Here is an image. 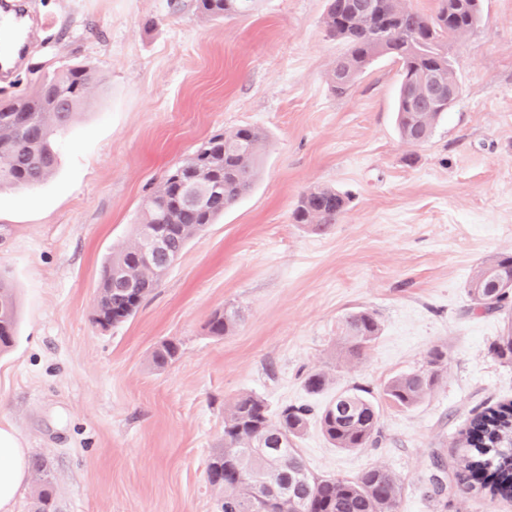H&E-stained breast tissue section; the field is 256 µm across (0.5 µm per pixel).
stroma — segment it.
I'll use <instances>...</instances> for the list:
<instances>
[{"label":"stroma","mask_w":512,"mask_h":512,"mask_svg":"<svg viewBox=\"0 0 512 512\" xmlns=\"http://www.w3.org/2000/svg\"><path fill=\"white\" fill-rule=\"evenodd\" d=\"M326 3L258 0L213 19L196 0H20L25 47L0 71L5 96L73 65L96 74L52 175L0 192V274L18 307L0 354V425L47 461L59 512H217L205 468L239 394L317 411L355 387L377 403L378 442L336 448L308 421L298 446L312 473L388 470L398 512H512V499L466 477L462 436L512 402V361L490 350L512 299L476 315L467 288L484 261L512 253V0H482L480 26L451 44L461 93L421 145L399 135L392 58L332 92L346 46L325 31ZM240 126L266 137L251 192L190 242L134 317L100 329L103 266L134 244L144 199ZM314 185L351 198L323 234L291 221ZM227 306L240 320L212 336L207 322ZM361 310L380 332L347 359L340 324ZM166 339L180 357L158 370ZM435 348L445 359L433 391L391 403L387 382L427 368ZM313 371L331 379L317 394L304 386Z\"/></svg>","instance_id":"stroma-1"}]
</instances>
